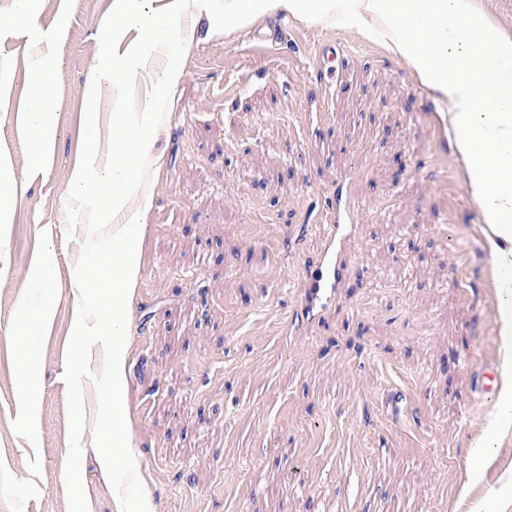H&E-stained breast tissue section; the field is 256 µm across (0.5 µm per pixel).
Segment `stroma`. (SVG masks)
Returning a JSON list of instances; mask_svg holds the SVG:
<instances>
[{
	"instance_id": "obj_1",
	"label": "stroma",
	"mask_w": 512,
	"mask_h": 512,
	"mask_svg": "<svg viewBox=\"0 0 512 512\" xmlns=\"http://www.w3.org/2000/svg\"><path fill=\"white\" fill-rule=\"evenodd\" d=\"M112 0H34L24 24L0 0V72L46 76L56 139L0 112L15 206L0 224V512H69L67 348L87 238L66 216L80 109ZM154 134L138 281L128 297L123 401L149 512H512V427L465 462L499 412L497 300L482 217L440 123L403 60L335 20L259 17L231 36L204 10ZM341 45L340 58L323 50ZM364 200L335 306L306 318L301 283L339 185ZM51 258L48 323L34 267ZM31 349L41 398L18 382ZM472 362L462 365L463 351ZM493 390L473 394L483 370ZM89 512H120L93 445L83 383Z\"/></svg>"
}]
</instances>
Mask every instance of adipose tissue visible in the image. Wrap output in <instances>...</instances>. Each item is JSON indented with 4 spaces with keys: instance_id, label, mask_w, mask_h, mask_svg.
Returning <instances> with one entry per match:
<instances>
[{
    "instance_id": "1",
    "label": "adipose tissue",
    "mask_w": 512,
    "mask_h": 512,
    "mask_svg": "<svg viewBox=\"0 0 512 512\" xmlns=\"http://www.w3.org/2000/svg\"><path fill=\"white\" fill-rule=\"evenodd\" d=\"M214 29L231 33L258 15L336 19L384 41L417 81L449 104L448 139L467 173L490 256V286L501 298L496 333L503 346L501 422L512 424V38L486 25L472 0H199ZM26 120L40 159L56 132V114L38 78Z\"/></svg>"
}]
</instances>
